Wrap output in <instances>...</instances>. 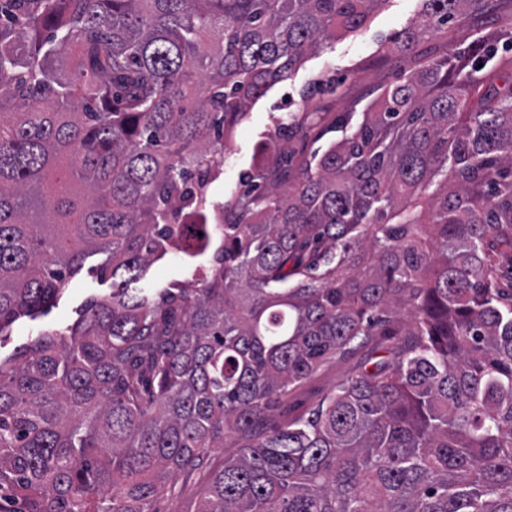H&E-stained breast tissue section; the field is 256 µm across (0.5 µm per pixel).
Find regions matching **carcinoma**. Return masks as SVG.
Here are the masks:
<instances>
[{"instance_id": "obj_1", "label": "carcinoma", "mask_w": 512, "mask_h": 512, "mask_svg": "<svg viewBox=\"0 0 512 512\" xmlns=\"http://www.w3.org/2000/svg\"><path fill=\"white\" fill-rule=\"evenodd\" d=\"M384 2L0 0V337L86 257L112 278L0 358V496L158 512L195 479L194 512H512V32L417 52L491 0H422L385 46L417 65L356 127L210 202L219 135ZM172 252L190 287H140ZM370 345L352 349L344 356L331 359L301 387L283 398L275 410L280 420L312 410L336 385L355 372L368 358L374 357Z\"/></svg>"}]
</instances>
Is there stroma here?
I'll return each mask as SVG.
<instances>
[{
  "label": "stroma",
  "mask_w": 512,
  "mask_h": 512,
  "mask_svg": "<svg viewBox=\"0 0 512 512\" xmlns=\"http://www.w3.org/2000/svg\"><path fill=\"white\" fill-rule=\"evenodd\" d=\"M421 5L422 0H386L361 29L336 38L308 55L288 79L277 83L259 99L227 142L223 173L210 187L213 204H227L245 190L244 177L254 168L260 154L275 156L285 148V141L278 136L279 119L292 114L303 122V138L294 147L307 155L341 138L347 127L359 122L378 88L410 73L413 67L410 59L383 58L381 47L386 38L411 21ZM331 77L341 81L334 93L325 92L320 86L321 81ZM103 260L100 254L87 258L83 268L69 278L48 312L34 320L25 317L14 322L9 338L0 344V355H12L40 331L66 330L91 298L109 296L111 278L97 273ZM372 355L371 347L364 345L331 359L280 401L276 410L278 418L285 420L308 413Z\"/></svg>",
  "instance_id": "stroma-1"
}]
</instances>
